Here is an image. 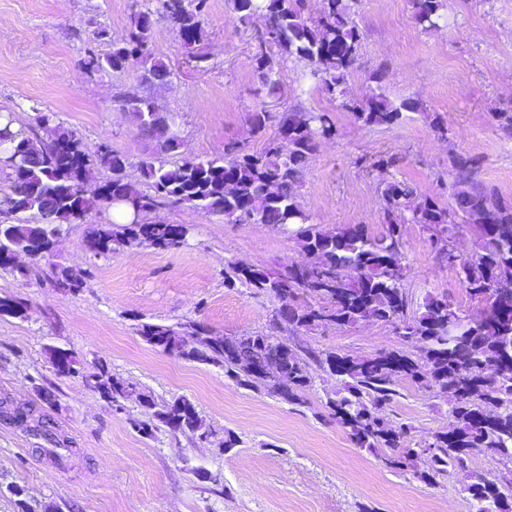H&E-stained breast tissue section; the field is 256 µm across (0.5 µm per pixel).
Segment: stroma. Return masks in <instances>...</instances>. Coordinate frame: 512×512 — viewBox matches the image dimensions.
Instances as JSON below:
<instances>
[{
  "instance_id": "35a3bbf8",
  "label": "stroma",
  "mask_w": 512,
  "mask_h": 512,
  "mask_svg": "<svg viewBox=\"0 0 512 512\" xmlns=\"http://www.w3.org/2000/svg\"><path fill=\"white\" fill-rule=\"evenodd\" d=\"M154 0H0V104L15 127L35 113H56L59 122L95 145L101 142L138 162L154 150L139 136L131 115L118 104L129 93H150L160 111L176 114L179 153L167 163L223 155L228 141L257 152L264 139L252 135L248 116L263 108L329 113L335 136L320 140L303 186L301 204L312 223L325 227L363 224L382 230L381 176L374 163L392 156L390 172L417 184L421 193L449 201L451 158L476 156L477 178L512 201V136L493 120L512 108V0H448L438 27L422 30L409 0H357L355 20L363 34L360 56L346 87L351 98L376 89L391 102L411 97L420 112L404 113L395 126L356 122L339 100L320 88L305 63L283 62L282 93L260 90L253 65L251 29L230 21L225 0H208L206 37L188 51L168 22L156 19L151 49L172 72L169 84L144 88L139 65L120 73L88 72L81 64L97 30L123 38L135 13ZM441 117L448 130L438 136L428 121ZM144 221L187 224L181 248L156 250L132 245L109 255L87 247L92 228L112 223L110 208L90 211L63 225L47 261L90 270L80 293L50 281H25L0 271V297L29 305L27 318L0 317V398L35 406L65 448L47 453L46 440L0 422V512H475L467 488L477 479L498 481L512 460L478 448L467 469L449 468L438 483L419 479L429 466L419 456L415 471L386 467L380 454L356 447L326 407L342 392L343 378L310 365L313 385L296 406L244 388L221 368L162 353L139 336L141 322L206 324L215 335L238 336L266 329L279 302L224 285V267L235 261L255 268L304 265L310 257L288 234L263 224H230L187 208H161ZM403 286L408 313L426 297L448 299L471 318L487 306L470 295L455 267L442 262L421 225L403 228ZM281 338L294 349L333 351L366 359L397 352L417 363L425 357L405 342L396 325L369 319ZM77 361L81 374L61 377L52 353ZM114 375L151 393L156 402L185 398L210 427L208 440L172 432L154 409L128 400L112 409L84 382L99 362ZM396 402L386 411L410 428L409 442L421 448L445 431L454 405L450 396L408 379L398 382ZM142 420L151 435L138 433ZM237 444L225 450L227 435Z\"/></svg>"
}]
</instances>
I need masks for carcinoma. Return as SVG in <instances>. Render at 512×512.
Here are the masks:
<instances>
[{"label":"carcinoma","instance_id":"1","mask_svg":"<svg viewBox=\"0 0 512 512\" xmlns=\"http://www.w3.org/2000/svg\"><path fill=\"white\" fill-rule=\"evenodd\" d=\"M156 2L155 9L134 15L126 37L112 41L109 52L102 55L87 47L84 68L91 73H118L137 60L143 68V83H168L171 70L151 50L154 17L175 27L192 51L205 37L202 14L207 0ZM410 5L414 23L428 30L444 19L447 0H410ZM225 6L231 20L241 26H249L257 14L264 18L263 28L252 35L255 73L262 86L278 88L281 60L293 57L310 66L322 89L342 99L341 107L364 126L389 128L401 120L404 110L424 111L417 100L405 99L396 105L372 88L360 99L345 98L347 77L357 64L362 39L353 6L345 0H323L315 17L304 13L303 0H225ZM120 103L132 114L139 134L155 141L153 154L135 165L106 143L89 147L75 131L57 122L54 112L35 113L34 126L28 129H13L10 118L0 120V142L6 145L0 166L7 170L14 215L13 220L0 222L1 259L16 248L31 250L35 262L46 258L45 250L62 224L103 206H122L133 216L159 207L189 206L228 223L264 224L275 232L292 234L317 257L311 266H291L277 273L232 262L224 268L225 287L277 298L280 306L269 331L217 338L197 321L177 326L142 322L137 328L139 336L166 354L219 367L240 386L260 385L291 405H303V393L312 386L309 362L327 368L332 375L336 365H342L347 395L327 400L330 415L358 447L390 449L386 463L399 470L414 468L416 451L403 445L406 427L394 425L385 415L394 401L398 377L440 391L456 389L460 397L451 410L448 430L429 444L433 466L417 474L423 481L447 472L450 464L466 466L472 448L512 458V289L503 287L512 282V202L500 200L476 179V158H452L455 190L446 206L418 192L410 181L382 178L383 230L373 237L362 224L336 228L311 224L302 209L299 189L305 171L319 141L336 134L326 113L303 109L281 113L275 135L266 139L259 153H249L231 142L220 158L185 159L168 166L163 156L177 152L180 141L176 133L162 136L160 132L177 125L176 117L155 111L147 95H125ZM272 119L263 108L250 113L252 133L264 135ZM37 127L47 130L49 138L34 135ZM132 166L140 173L138 182L127 174ZM99 167L109 170L111 177L101 185L103 195L88 196L83 187L95 179ZM141 181L150 192L140 190ZM25 213L38 215L39 222L28 223L21 218ZM467 223L477 232V250L468 258H448L453 232ZM405 224L428 230L440 257L459 269L465 288L490 300L483 315L462 318L448 300L428 297L421 312L407 317L402 284ZM188 234L189 228L182 224L99 226L91 231L88 248L107 255L136 242L175 250L185 244ZM90 277L87 271L58 265L50 267L48 274L54 287L73 293L81 291ZM299 290L319 296L326 305L296 304ZM27 314L22 301L0 297V317L24 319ZM368 317L400 322L404 341L421 345L428 363L420 365L393 352L366 360L336 352L300 354L276 336L283 330L355 326ZM259 362L280 377L253 374L251 368ZM53 363L60 376L79 375L76 360L65 352H54ZM86 383L116 407L129 399L156 405L152 395L112 374L106 363ZM33 413L31 408L0 400L2 421L22 423ZM156 417L173 432L189 431L201 439L211 433L196 407L184 398L163 403ZM468 493L476 512H500L502 495L494 486L474 483Z\"/></svg>","mask_w":512,"mask_h":512}]
</instances>
